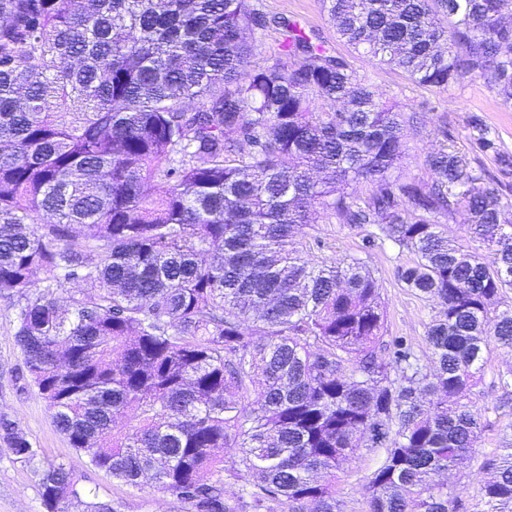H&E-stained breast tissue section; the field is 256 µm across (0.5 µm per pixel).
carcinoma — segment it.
Here are the masks:
<instances>
[{
  "label": "carcinoma",
  "instance_id": "carcinoma-1",
  "mask_svg": "<svg viewBox=\"0 0 512 512\" xmlns=\"http://www.w3.org/2000/svg\"><path fill=\"white\" fill-rule=\"evenodd\" d=\"M322 8L415 84L489 74L512 105V0ZM272 24L279 57L254 64ZM399 117L250 0H0V290L21 299L26 373L71 447L187 512H344L336 471L383 448L367 512H458L443 476L480 437L468 395L490 345L512 348V200L447 145L429 181L404 176ZM474 129L473 148L512 165ZM313 207L414 255L399 279L439 307L427 351L388 335L365 258L301 256ZM460 208L491 256L441 230ZM78 282L95 292L60 306ZM494 386L512 402V370ZM0 439L39 464L4 415ZM489 465L482 512H512V440ZM41 489L47 512H117L61 463Z\"/></svg>",
  "mask_w": 512,
  "mask_h": 512
}]
</instances>
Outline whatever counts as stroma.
<instances>
[{
    "mask_svg": "<svg viewBox=\"0 0 512 512\" xmlns=\"http://www.w3.org/2000/svg\"><path fill=\"white\" fill-rule=\"evenodd\" d=\"M271 17L295 19L315 33L334 54L350 57L351 65L375 91L395 103L410 121L404 126L406 176L428 180L424 165L427 154L452 141L455 150L471 156L474 176L498 188L512 199V167H502L494 154H473L474 125L486 128L500 151L512 155V107L503 106L492 83L463 79L445 91H433L412 83L400 70L381 67L369 59L351 55L338 39L323 12L320 0H253ZM366 225L328 224L316 220L302 240L303 256L341 258L365 255L387 308L388 331L403 336L417 348L426 346V330L437 312L434 302L421 299L403 288L397 271L412 261L411 253L390 243L366 247ZM19 298L0 290V415L15 421L38 453L40 462L61 463L80 483L99 498L113 503L118 512H183L180 503L159 492L154 485L131 488L95 469L86 455L71 448L56 428L46 401L22 377L23 356L14 338ZM512 369V349L490 346L484 372L470 399L481 413L482 433L472 455L450 478L460 492L463 512H480L482 488L489 477L484 464L498 455L505 433L512 431V407L497 409L498 390L492 380ZM384 449H363L345 462L338 473L337 488L345 512H366L365 484L381 464ZM0 512H46L40 477L33 465L18 459L0 441Z\"/></svg>",
    "mask_w": 512,
    "mask_h": 512,
    "instance_id": "obj_1",
    "label": "stroma"
}]
</instances>
